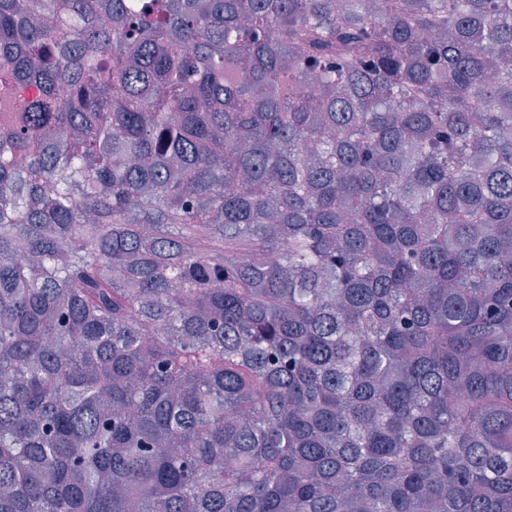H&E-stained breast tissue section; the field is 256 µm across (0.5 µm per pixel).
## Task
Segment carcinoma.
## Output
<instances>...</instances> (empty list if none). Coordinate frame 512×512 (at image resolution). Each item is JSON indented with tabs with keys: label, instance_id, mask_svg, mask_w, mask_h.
<instances>
[{
	"label": "carcinoma",
	"instance_id": "carcinoma-1",
	"mask_svg": "<svg viewBox=\"0 0 512 512\" xmlns=\"http://www.w3.org/2000/svg\"><path fill=\"white\" fill-rule=\"evenodd\" d=\"M1 112L0 512H512V0H0Z\"/></svg>",
	"mask_w": 512,
	"mask_h": 512
}]
</instances>
